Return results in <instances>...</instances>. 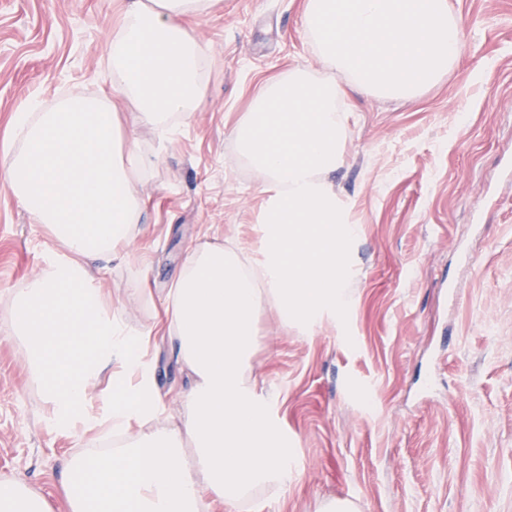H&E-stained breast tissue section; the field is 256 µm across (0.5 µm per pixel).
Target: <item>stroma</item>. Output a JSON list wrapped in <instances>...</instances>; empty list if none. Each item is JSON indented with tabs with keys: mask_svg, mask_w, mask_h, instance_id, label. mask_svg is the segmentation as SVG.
<instances>
[{
	"mask_svg": "<svg viewBox=\"0 0 512 512\" xmlns=\"http://www.w3.org/2000/svg\"><path fill=\"white\" fill-rule=\"evenodd\" d=\"M460 61L414 100L355 99L332 175L359 233L347 247L348 302L285 329L267 304L252 377L293 480L248 512H512V0H452ZM125 0H0V153L27 99L108 92L105 46ZM302 0H218L191 33L206 103L138 185L143 235L125 259L90 261L132 329L152 324L199 245L252 252L263 195L232 131L263 83L295 66L326 71L301 29ZM61 247L0 187V480L16 477L68 512L65 457L93 451V423L65 430L28 373L5 313ZM176 413L186 377L169 341L148 353Z\"/></svg>",
	"mask_w": 512,
	"mask_h": 512,
	"instance_id": "obj_1",
	"label": "stroma"
}]
</instances>
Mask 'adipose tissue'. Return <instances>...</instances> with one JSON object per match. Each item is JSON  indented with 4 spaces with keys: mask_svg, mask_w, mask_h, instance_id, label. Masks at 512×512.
Returning a JSON list of instances; mask_svg holds the SVG:
<instances>
[{
    "mask_svg": "<svg viewBox=\"0 0 512 512\" xmlns=\"http://www.w3.org/2000/svg\"><path fill=\"white\" fill-rule=\"evenodd\" d=\"M215 3L132 0L106 45L112 97H65L48 110L28 99L0 154V185L66 248L6 312L57 424L74 423L101 377L112 383L105 421L119 444L68 461L69 512H241L258 491L287 487L272 396L249 374L258 298L302 327L344 306L343 253L358 228L330 176L352 97L414 98L459 63L450 0H303L304 35L329 75L298 66L269 80L233 130L266 196L253 256L193 250L165 301V325L134 330L82 260L123 255L139 236L136 183L152 161L124 126L148 125L165 140L194 119L205 76L187 22ZM123 102L136 107L126 118ZM160 339L187 377L168 417L144 357ZM0 512L49 506L24 482L4 480Z\"/></svg>",
    "mask_w": 512,
    "mask_h": 512,
    "instance_id": "adipose-tissue-1",
    "label": "adipose tissue"
}]
</instances>
